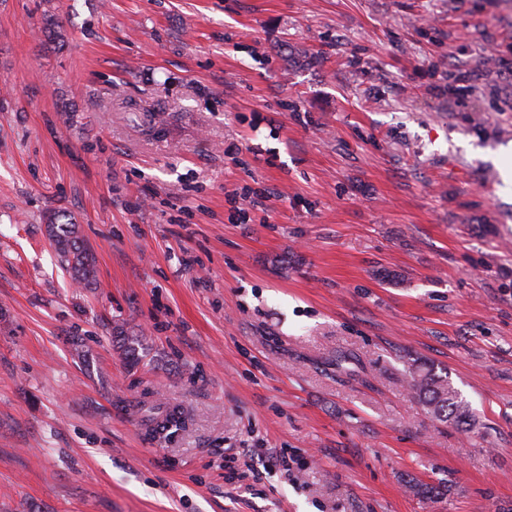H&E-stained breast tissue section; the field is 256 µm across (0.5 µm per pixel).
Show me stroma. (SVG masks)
Wrapping results in <instances>:
<instances>
[{
	"mask_svg": "<svg viewBox=\"0 0 512 512\" xmlns=\"http://www.w3.org/2000/svg\"><path fill=\"white\" fill-rule=\"evenodd\" d=\"M509 150L512 0H0V512H512ZM48 237L55 245L61 267L72 274L76 282L89 286L96 277L93 260L78 236L77 225L59 212L46 216ZM410 366L408 386L436 422L461 428L470 425L469 406L448 382L447 376L437 374L424 364ZM128 406L132 407L129 408V410L132 409L133 412L140 411V413L143 414V421L146 422V425L149 427L151 432L154 433H156L157 429L163 430L166 422H172L175 419H183L182 412L176 408H169L164 414H162V411H159L160 407L155 404L147 405L144 402H139L135 405L129 404Z\"/></svg>",
	"mask_w": 512,
	"mask_h": 512,
	"instance_id": "obj_1",
	"label": "stroma"
}]
</instances>
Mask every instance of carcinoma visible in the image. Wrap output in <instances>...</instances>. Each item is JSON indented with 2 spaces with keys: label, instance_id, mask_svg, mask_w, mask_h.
<instances>
[{
  "label": "carcinoma",
  "instance_id": "cac0c4a2",
  "mask_svg": "<svg viewBox=\"0 0 512 512\" xmlns=\"http://www.w3.org/2000/svg\"><path fill=\"white\" fill-rule=\"evenodd\" d=\"M48 237L55 245L61 267L72 274L76 282L89 286L96 277L93 260L78 236L77 225L72 219L60 213L46 216ZM120 348L131 367L139 363L138 345L128 342L122 332L116 330ZM408 386L419 403L440 424H453L457 427L468 425L470 411L460 393L448 382V377L437 374L424 364H413L408 369ZM132 410L143 414L144 421L151 431L165 428V423L179 420L182 412L170 408L161 412L160 407L139 402Z\"/></svg>",
  "mask_w": 512,
  "mask_h": 512
}]
</instances>
